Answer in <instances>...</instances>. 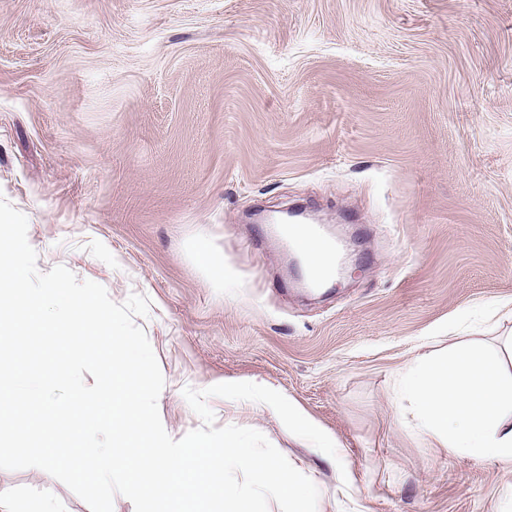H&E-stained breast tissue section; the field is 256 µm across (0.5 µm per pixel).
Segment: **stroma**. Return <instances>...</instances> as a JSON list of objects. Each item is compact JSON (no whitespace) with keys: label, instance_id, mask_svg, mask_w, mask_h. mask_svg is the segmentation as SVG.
Here are the masks:
<instances>
[{"label":"stroma","instance_id":"35a3bbf8","mask_svg":"<svg viewBox=\"0 0 512 512\" xmlns=\"http://www.w3.org/2000/svg\"><path fill=\"white\" fill-rule=\"evenodd\" d=\"M0 197L40 271L149 298L172 438L202 425L184 387L262 380L345 469L265 404L209 398L215 424L317 512H512V467L422 441L398 395L512 336V0H0ZM296 204L346 248L329 293L250 219ZM0 494L90 512L36 468Z\"/></svg>","mask_w":512,"mask_h":512}]
</instances>
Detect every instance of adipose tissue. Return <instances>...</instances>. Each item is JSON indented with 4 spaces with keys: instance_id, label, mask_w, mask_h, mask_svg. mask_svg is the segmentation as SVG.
Wrapping results in <instances>:
<instances>
[{
    "instance_id": "obj_1",
    "label": "adipose tissue",
    "mask_w": 512,
    "mask_h": 512,
    "mask_svg": "<svg viewBox=\"0 0 512 512\" xmlns=\"http://www.w3.org/2000/svg\"><path fill=\"white\" fill-rule=\"evenodd\" d=\"M402 388L427 437L452 452L512 464V387L485 347L470 345L442 361L419 357Z\"/></svg>"
}]
</instances>
